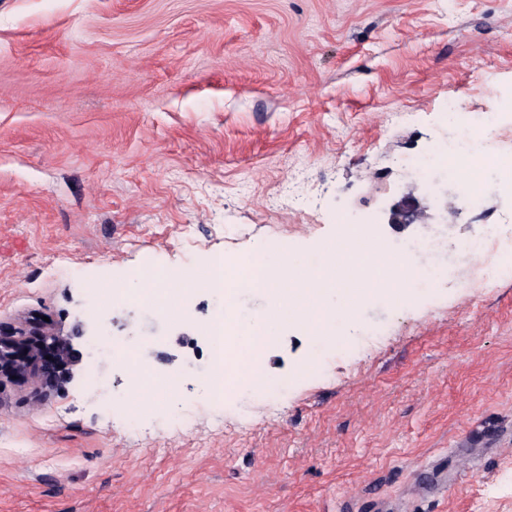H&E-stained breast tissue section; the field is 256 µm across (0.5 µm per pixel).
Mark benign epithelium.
<instances>
[{"instance_id": "benign-epithelium-1", "label": "benign epithelium", "mask_w": 512, "mask_h": 512, "mask_svg": "<svg viewBox=\"0 0 512 512\" xmlns=\"http://www.w3.org/2000/svg\"><path fill=\"white\" fill-rule=\"evenodd\" d=\"M417 200L408 195L392 210L390 223L413 224L423 218ZM71 339L57 334L49 325H24L0 332V389L8 384L27 385L40 398L50 389L59 390L70 380ZM53 359L44 357V352Z\"/></svg>"}]
</instances>
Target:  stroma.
Segmentation results:
<instances>
[{"label":"stroma","instance_id":"obj_1","mask_svg":"<svg viewBox=\"0 0 512 512\" xmlns=\"http://www.w3.org/2000/svg\"><path fill=\"white\" fill-rule=\"evenodd\" d=\"M512 98V0H0V329L70 337L72 380L0 391V512H512V188L482 125ZM472 116L482 204L398 159ZM413 195L425 217L390 223ZM371 228L427 287L327 337L287 324L278 391L215 402L198 289L178 318L90 309V286L268 242L316 261ZM481 239V262L460 254ZM157 340L182 372L129 428L132 375L93 334Z\"/></svg>","mask_w":512,"mask_h":512}]
</instances>
